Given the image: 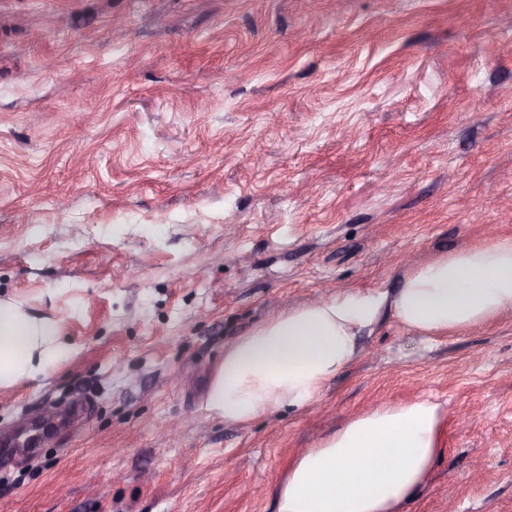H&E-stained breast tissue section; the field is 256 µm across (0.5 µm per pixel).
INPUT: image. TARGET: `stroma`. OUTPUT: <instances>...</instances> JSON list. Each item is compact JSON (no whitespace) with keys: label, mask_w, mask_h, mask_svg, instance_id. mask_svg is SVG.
<instances>
[{"label":"stroma","mask_w":512,"mask_h":512,"mask_svg":"<svg viewBox=\"0 0 512 512\" xmlns=\"http://www.w3.org/2000/svg\"><path fill=\"white\" fill-rule=\"evenodd\" d=\"M498 237L512 0H0V299L68 348L0 389V512H277L296 455L418 399L441 453L400 512H512V313L387 315L306 411L203 408L267 317Z\"/></svg>","instance_id":"1"}]
</instances>
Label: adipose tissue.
<instances>
[{
	"instance_id": "obj_1",
	"label": "adipose tissue",
	"mask_w": 512,
	"mask_h": 512,
	"mask_svg": "<svg viewBox=\"0 0 512 512\" xmlns=\"http://www.w3.org/2000/svg\"><path fill=\"white\" fill-rule=\"evenodd\" d=\"M512 310V238L434 255L406 269L394 290H344L288 307L224 350L205 396L209 413L242 427L283 408L304 410L359 353V338L392 314L433 338ZM66 355L53 324L0 301V388L45 378ZM443 414L428 400L383 406L351 419L299 455L277 512H399L441 451Z\"/></svg>"
}]
</instances>
